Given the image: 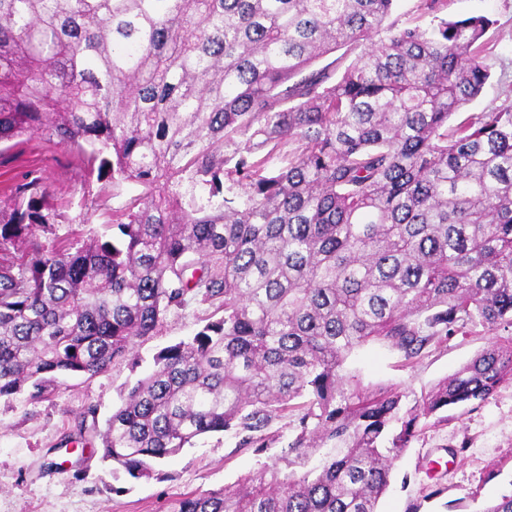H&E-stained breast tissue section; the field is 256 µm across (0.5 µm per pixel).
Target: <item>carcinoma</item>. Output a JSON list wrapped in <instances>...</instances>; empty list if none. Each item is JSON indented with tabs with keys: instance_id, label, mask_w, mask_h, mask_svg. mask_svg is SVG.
I'll list each match as a JSON object with an SVG mask.
<instances>
[{
	"instance_id": "carcinoma-1",
	"label": "carcinoma",
	"mask_w": 512,
	"mask_h": 512,
	"mask_svg": "<svg viewBox=\"0 0 512 512\" xmlns=\"http://www.w3.org/2000/svg\"><path fill=\"white\" fill-rule=\"evenodd\" d=\"M393 2L0 0V143L45 133L142 187L110 234L52 245L47 187L11 189L0 400L92 377L189 301L215 305L64 445L90 430L102 461L149 478L214 432L262 452L297 409L276 462L171 512H377L419 418L512 381V337L406 419L400 393L340 374L370 341L410 360L470 324L512 330V103L448 126L491 77L494 21L419 0L427 24L401 25ZM359 46L333 83L310 70Z\"/></svg>"
}]
</instances>
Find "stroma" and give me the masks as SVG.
<instances>
[{
    "instance_id": "obj_1",
    "label": "stroma",
    "mask_w": 512,
    "mask_h": 512,
    "mask_svg": "<svg viewBox=\"0 0 512 512\" xmlns=\"http://www.w3.org/2000/svg\"><path fill=\"white\" fill-rule=\"evenodd\" d=\"M451 17L484 15L489 31L491 78L468 107L478 113L501 104L512 94V0H447ZM49 187L48 205L59 214L53 234L103 233L99 224H78L82 205L120 207L140 194L139 186H112L87 174L77 154L47 135L0 144V189L31 178ZM212 306L190 303L169 316L155 335L141 339L136 361H116L92 378L60 380L48 398L33 402L27 395L0 401V512H167L183 496L234 488L262 465L278 459L282 438L291 436L297 413L275 419L262 453L241 448L233 433H212L195 447L163 460L154 476L134 479L118 466L103 462L98 444L61 446L75 430L80 414L96 407L105 421L137 379L153 366L162 348L189 340L213 315ZM477 325L446 336L421 355L405 359L389 344L375 342L355 351L343 373L357 377L364 388L393 389L402 394L403 410L413 409L440 381L477 353L506 339ZM512 492V382L487 401L453 406L419 419L417 432L395 461L391 486L378 512H481Z\"/></svg>"
}]
</instances>
